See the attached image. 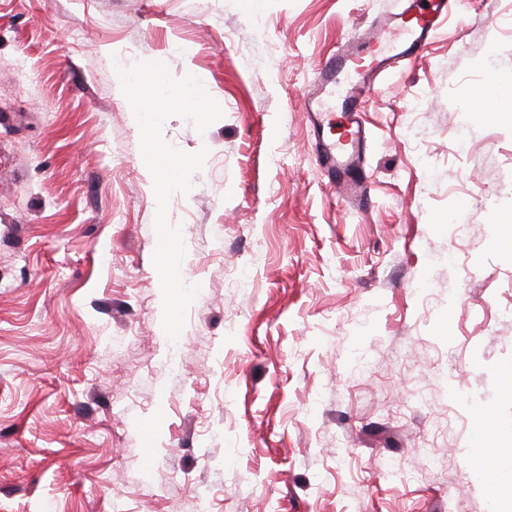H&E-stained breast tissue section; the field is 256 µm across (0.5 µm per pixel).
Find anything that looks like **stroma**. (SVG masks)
<instances>
[{
	"label": "stroma",
	"mask_w": 512,
	"mask_h": 512,
	"mask_svg": "<svg viewBox=\"0 0 512 512\" xmlns=\"http://www.w3.org/2000/svg\"><path fill=\"white\" fill-rule=\"evenodd\" d=\"M396 0H0V512H493L512 440V0H456L361 114L338 204L302 95ZM202 76L224 116L168 219L200 285L162 325L153 179L114 60ZM159 428L152 441L143 430ZM152 464H145V453Z\"/></svg>",
	"instance_id": "obj_1"
}]
</instances>
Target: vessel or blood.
Instances as JSON below:
<instances>
[{"label":"vessel or blood","instance_id":"1","mask_svg":"<svg viewBox=\"0 0 512 512\" xmlns=\"http://www.w3.org/2000/svg\"><path fill=\"white\" fill-rule=\"evenodd\" d=\"M451 4L452 0H401L398 13L373 19L360 28L357 48H344L326 57L312 88L302 97L323 175L359 210H367L371 202L361 105L376 82L423 51ZM332 95L344 102L338 119L345 137L339 141L322 135L325 124L331 121L324 102Z\"/></svg>","mask_w":512,"mask_h":512}]
</instances>
